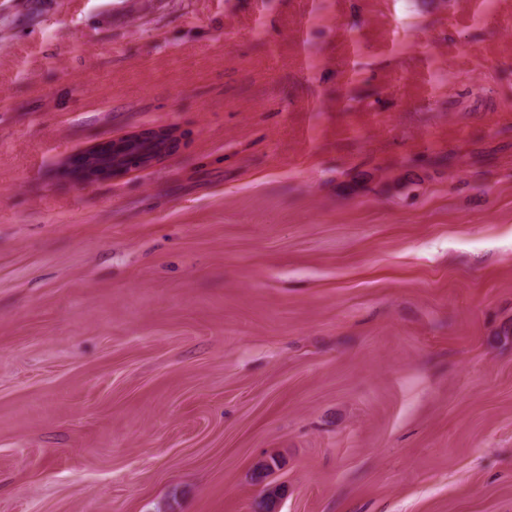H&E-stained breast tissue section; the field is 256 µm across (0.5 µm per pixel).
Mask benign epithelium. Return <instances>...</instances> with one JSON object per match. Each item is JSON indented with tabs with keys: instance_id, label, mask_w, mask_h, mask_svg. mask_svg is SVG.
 I'll return each mask as SVG.
<instances>
[{
	"instance_id": "benign-epithelium-1",
	"label": "benign epithelium",
	"mask_w": 512,
	"mask_h": 512,
	"mask_svg": "<svg viewBox=\"0 0 512 512\" xmlns=\"http://www.w3.org/2000/svg\"><path fill=\"white\" fill-rule=\"evenodd\" d=\"M171 141L172 134L160 129L105 142L81 156L71 170L81 181L123 175L133 164L146 166L158 161Z\"/></svg>"
}]
</instances>
